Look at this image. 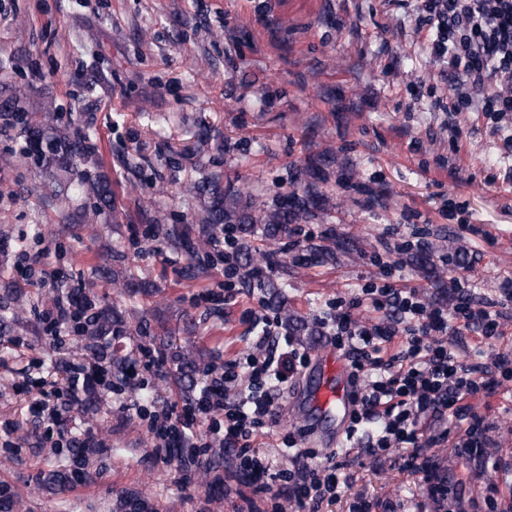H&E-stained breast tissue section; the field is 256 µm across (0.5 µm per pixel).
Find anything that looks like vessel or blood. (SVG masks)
<instances>
[{
    "mask_svg": "<svg viewBox=\"0 0 512 512\" xmlns=\"http://www.w3.org/2000/svg\"><path fill=\"white\" fill-rule=\"evenodd\" d=\"M320 371L312 383L299 386L287 399L282 412L298 418L307 431V444L335 445L334 433L324 429V419L348 420L353 409L354 386L345 360L334 348L319 355Z\"/></svg>",
    "mask_w": 512,
    "mask_h": 512,
    "instance_id": "obj_1",
    "label": "vessel or blood"
}]
</instances>
